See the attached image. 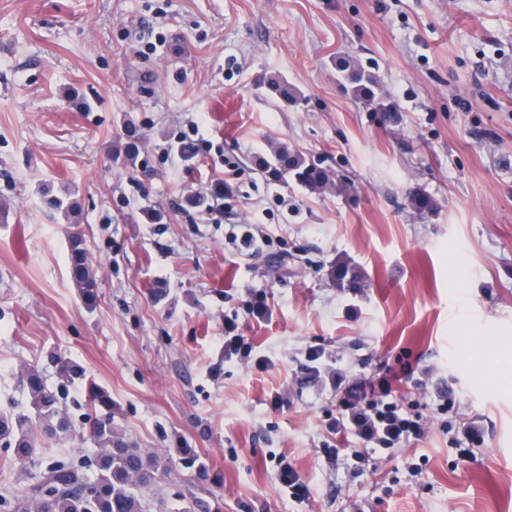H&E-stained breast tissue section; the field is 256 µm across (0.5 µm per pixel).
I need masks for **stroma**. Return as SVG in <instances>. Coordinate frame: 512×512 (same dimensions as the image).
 <instances>
[{
    "label": "stroma",
    "mask_w": 512,
    "mask_h": 512,
    "mask_svg": "<svg viewBox=\"0 0 512 512\" xmlns=\"http://www.w3.org/2000/svg\"><path fill=\"white\" fill-rule=\"evenodd\" d=\"M340 58L374 75L372 97ZM275 75L297 102L268 92ZM189 122L208 146L175 171ZM281 145L332 180H274L258 160ZM218 178L231 193L213 224L187 200ZM49 194L77 203L75 221ZM246 224L266 237L251 255L233 241ZM339 261L356 287L337 285ZM229 321L250 360L225 359ZM53 350L109 392L143 451L185 445L207 464L206 482L159 472L150 512H174L177 488L221 512H512V0H0V409L26 405L30 367L57 385ZM314 350L349 383L398 374L425 438L353 460L325 429L336 390L308 375ZM96 452L75 431L0 494ZM71 277L79 289L83 302L94 307L98 299V285L91 273V259L83 239L78 235L69 237Z\"/></svg>",
    "instance_id": "obj_1"
}]
</instances>
